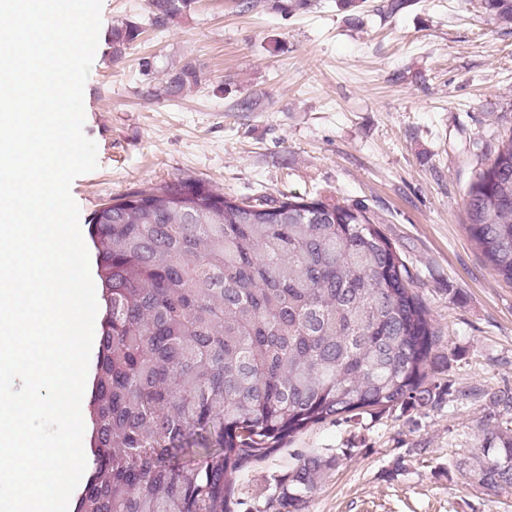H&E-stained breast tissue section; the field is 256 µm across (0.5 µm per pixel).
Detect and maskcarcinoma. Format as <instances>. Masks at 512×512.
<instances>
[{"label": "carcinoma", "mask_w": 512, "mask_h": 512, "mask_svg": "<svg viewBox=\"0 0 512 512\" xmlns=\"http://www.w3.org/2000/svg\"><path fill=\"white\" fill-rule=\"evenodd\" d=\"M190 0H150L164 27ZM512 23V0H484ZM112 28V60L138 37ZM196 67L164 92L198 84ZM465 229L512 284V133L469 185ZM105 303L87 410L93 468L75 512H232L233 477L306 428L442 403L447 358L396 247L365 208L259 203L177 178L90 222ZM481 417L477 485L512 494V389ZM332 463L299 455L263 512H306Z\"/></svg>", "instance_id": "carcinoma-1"}]
</instances>
